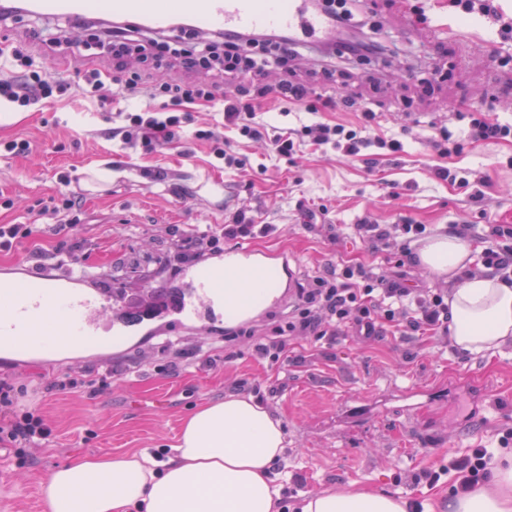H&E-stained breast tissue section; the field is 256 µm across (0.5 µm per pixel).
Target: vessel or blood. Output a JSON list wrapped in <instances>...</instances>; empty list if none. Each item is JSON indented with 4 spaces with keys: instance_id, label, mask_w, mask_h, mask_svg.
<instances>
[{
    "instance_id": "b4317fda",
    "label": "vessel or blood",
    "mask_w": 512,
    "mask_h": 512,
    "mask_svg": "<svg viewBox=\"0 0 512 512\" xmlns=\"http://www.w3.org/2000/svg\"><path fill=\"white\" fill-rule=\"evenodd\" d=\"M29 13L87 17L91 0H25ZM112 14L129 25L165 31L174 19L227 34L241 31H285L300 40L315 42L327 36L331 22L315 11L310 0H112ZM80 275L39 276L24 269L0 289V340L21 350L31 349L34 338L61 347L100 343L96 317L98 291L84 287ZM224 266L204 265L192 279V288L180 296L174 310L198 317L200 310H215L224 302Z\"/></svg>"
}]
</instances>
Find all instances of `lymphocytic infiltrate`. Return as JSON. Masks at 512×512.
I'll return each mask as SVG.
<instances>
[{
    "label": "lymphocytic infiltrate",
    "instance_id": "obj_1",
    "mask_svg": "<svg viewBox=\"0 0 512 512\" xmlns=\"http://www.w3.org/2000/svg\"><path fill=\"white\" fill-rule=\"evenodd\" d=\"M247 40L230 36L224 40V72L236 79H257L267 65L242 54ZM115 77L110 70L100 68L78 69L74 73H60L44 66L23 47L0 42V110H39L45 103L78 100L104 107L103 90ZM123 90L132 96L145 98L143 108L135 112L123 109L112 114L111 127L105 136L119 142L122 148L139 149L144 153H160L180 143L184 131H191L195 140L206 144L211 155L224 165L245 166L244 158L235 156L224 147V131L231 128L240 137L254 142H269L276 155L288 157L297 146L309 142L360 156L371 146L396 153L401 151L399 140L374 139L361 130L314 122L292 130L288 135H269L257 119L255 105L242 102L239 97L224 91L214 83H195L173 79H143L140 73H130L123 82ZM221 106L224 115L219 124L196 122L195 106ZM382 315L389 323L406 318L411 330H447L448 294L437 291L428 295L412 294L410 289L397 285H382L362 269L351 266L342 270H328L315 278L312 287L299 291V304L291 320L274 326L269 333L257 335L254 328L243 329L256 356L270 365L283 363L288 358L290 335L311 336L316 339H335L346 329L357 328L365 335L375 330L374 317ZM20 391L13 383L0 381V445L24 448L52 434L51 426L42 415L20 408ZM491 460L488 449L474 448L461 457L451 458L448 464L423 472L428 484H437L448 471L457 474L455 493H466L487 471Z\"/></svg>",
    "mask_w": 512,
    "mask_h": 512
}]
</instances>
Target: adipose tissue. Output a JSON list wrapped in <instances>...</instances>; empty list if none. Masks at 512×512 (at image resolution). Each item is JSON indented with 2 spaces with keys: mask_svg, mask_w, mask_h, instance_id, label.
Instances as JSON below:
<instances>
[{
  "mask_svg": "<svg viewBox=\"0 0 512 512\" xmlns=\"http://www.w3.org/2000/svg\"><path fill=\"white\" fill-rule=\"evenodd\" d=\"M471 248L438 234L415 251L418 264L452 282L448 332L472 353L512 341V281L494 270L466 275ZM282 422L254 399L228 395L201 403L182 423L166 458L145 449L74 455L42 483L45 512H280L270 476L285 452ZM489 483L451 496L448 512H512V463ZM301 512H408L405 500L365 489L309 495Z\"/></svg>",
  "mask_w": 512,
  "mask_h": 512,
  "instance_id": "obj_1",
  "label": "adipose tissue"
}]
</instances>
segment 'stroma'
Returning <instances> with one entry per match:
<instances>
[{"mask_svg": "<svg viewBox=\"0 0 512 512\" xmlns=\"http://www.w3.org/2000/svg\"><path fill=\"white\" fill-rule=\"evenodd\" d=\"M366 28L353 35L383 47L372 64L338 60L331 93H360L374 102L369 134L397 138L396 154L380 151L371 162L314 145L292 159L266 151L228 129L225 139L244 168L225 167L204 144L174 146L161 154L124 152L101 136L102 114L81 106L50 105L40 112L0 115V139L37 142L27 158L0 156V224H40L39 203L57 193L58 178L92 176L80 221L67 237L75 261L48 259L58 238L52 230L0 251V277L18 264L55 274L83 271L100 290L102 319H109L112 289L134 296L174 288L195 267L222 260L233 241L193 251L185 245L200 225H223L229 212L213 209L234 195L255 223L276 232L248 240L252 252L282 263L287 283L280 296L249 320L216 317L202 324L175 313L144 321L135 335L106 349L80 348L44 356L0 354V379L22 386L26 408L39 411L52 436L18 459L0 446V512H44L40 482L74 452L117 454L129 448L169 449L182 419L202 401L228 394L261 393L287 436L280 462L298 477V496L329 488L366 487L413 498L424 512H445L455 476L435 487L406 482V475L439 465L482 445L512 454L500 436L512 430V343L493 356L457 349L437 333L388 328L366 340L355 333L336 342L310 336L288 339V359L268 367L246 354L227 333L265 329L285 318L302 286L328 264L361 267L402 286L434 291L449 284L412 261L404 237L387 243L362 240L356 226L422 224L428 232H453L473 249L471 272L484 268L492 248L512 253V138H468V115L512 124V41L497 23L466 14L455 0H360ZM28 44L58 71L119 65L99 30L57 18L26 16L0 31ZM66 43L53 44L55 35ZM257 118L269 131L321 120L359 126L361 113L339 107L311 114L268 95ZM448 128L458 146L440 154L433 143ZM265 173H258V165ZM449 168L456 181L435 176ZM498 224L502 236L489 234ZM76 388L52 395L46 385L65 376Z\"/></svg>", "mask_w": 512, "mask_h": 512, "instance_id": "1", "label": "stroma"}]
</instances>
